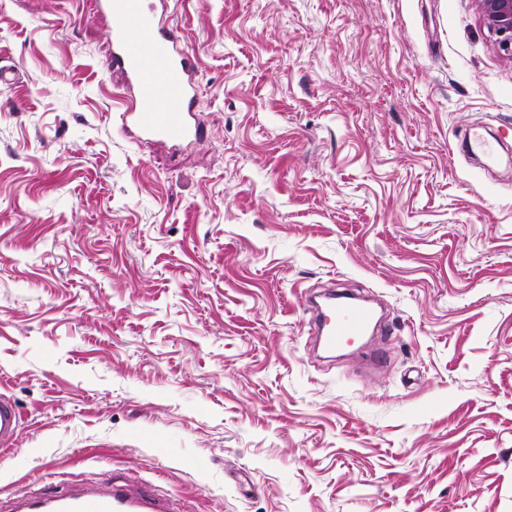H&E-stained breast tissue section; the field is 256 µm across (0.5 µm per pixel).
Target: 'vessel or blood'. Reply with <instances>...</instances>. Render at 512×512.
Here are the masks:
<instances>
[{"mask_svg":"<svg viewBox=\"0 0 512 512\" xmlns=\"http://www.w3.org/2000/svg\"><path fill=\"white\" fill-rule=\"evenodd\" d=\"M108 21L112 54L109 71L120 72L130 91L122 111L123 124L143 136L172 145L198 141L203 132L195 120V65L177 30L160 25L148 0H96ZM314 319L327 354H335L364 335L376 316L364 301L343 290L323 295ZM21 425L18 406L0 396V454L13 449ZM12 512H186L161 499L137 478L116 473L94 484L56 492L41 486L16 495Z\"/></svg>","mask_w":512,"mask_h":512,"instance_id":"obj_1","label":"vessel or blood"}]
</instances>
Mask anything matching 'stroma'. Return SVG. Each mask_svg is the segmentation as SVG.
I'll use <instances>...</instances> for the list:
<instances>
[{
    "mask_svg": "<svg viewBox=\"0 0 512 512\" xmlns=\"http://www.w3.org/2000/svg\"><path fill=\"white\" fill-rule=\"evenodd\" d=\"M157 14L197 60L177 150L123 128L88 0H0V500L126 471L194 512H512V58L472 0ZM334 283L387 318L323 362ZM21 425L19 407L8 397L0 394V454L13 449Z\"/></svg>",
    "mask_w": 512,
    "mask_h": 512,
    "instance_id": "1",
    "label": "stroma"
}]
</instances>
